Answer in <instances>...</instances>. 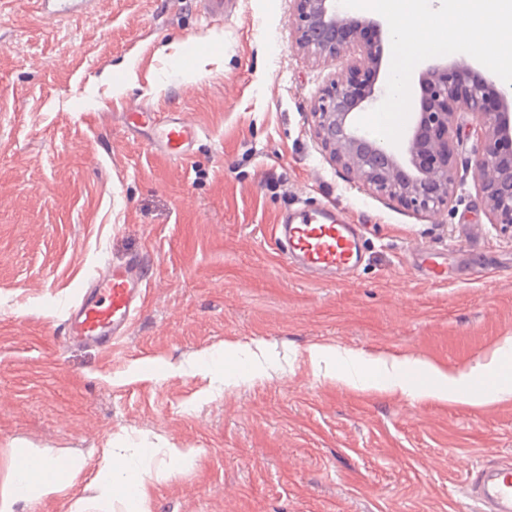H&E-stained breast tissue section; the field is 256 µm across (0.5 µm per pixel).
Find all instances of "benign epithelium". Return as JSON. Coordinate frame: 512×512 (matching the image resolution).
Returning <instances> with one entry per match:
<instances>
[{
    "mask_svg": "<svg viewBox=\"0 0 512 512\" xmlns=\"http://www.w3.org/2000/svg\"><path fill=\"white\" fill-rule=\"evenodd\" d=\"M296 44L317 60L349 65L346 80L322 89L312 116L321 144L348 173L376 192L418 212L436 214L455 194L452 140L456 115L470 114L481 146L471 160L474 179L490 223L512 229V93L499 91L472 63L428 66L419 86V110L399 145L380 143L365 133L356 114L376 105L385 85H377L384 56L381 39L356 44L375 19L360 20L337 0H291Z\"/></svg>",
    "mask_w": 512,
    "mask_h": 512,
    "instance_id": "7a95c632",
    "label": "benign epithelium"
}]
</instances>
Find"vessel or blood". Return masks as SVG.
Listing matches in <instances>:
<instances>
[{
	"label": "vessel or blood",
	"instance_id": "obj_1",
	"mask_svg": "<svg viewBox=\"0 0 512 512\" xmlns=\"http://www.w3.org/2000/svg\"><path fill=\"white\" fill-rule=\"evenodd\" d=\"M156 126V144L172 158L184 156L199 136L198 127L180 117ZM274 234L288 264L314 280H335L355 271L365 260L359 225L350 223L345 212L331 203L281 213ZM143 294L137 261L108 266L71 308V336L104 345L126 335ZM467 496L475 512H512V465L479 468L467 487Z\"/></svg>",
	"mask_w": 512,
	"mask_h": 512
}]
</instances>
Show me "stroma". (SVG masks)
I'll return each instance as SVG.
<instances>
[{
  "label": "stroma",
  "mask_w": 512,
  "mask_h": 512,
  "mask_svg": "<svg viewBox=\"0 0 512 512\" xmlns=\"http://www.w3.org/2000/svg\"><path fill=\"white\" fill-rule=\"evenodd\" d=\"M295 43L289 0H92L68 16L0 0V457L126 448L200 451L152 512H468L472 470L512 458V399L451 405L354 389L313 344L454 372L512 339V232L490 223L459 119L458 193L428 216L357 182L314 134L315 94L344 77ZM200 135L172 161L134 107ZM321 203L362 224L341 283L279 255V212ZM436 252L444 280L413 255ZM139 258L146 298L111 347L74 342L69 310L107 265ZM262 343L254 376L202 354Z\"/></svg>",
  "instance_id": "35a3bbf8"
}]
</instances>
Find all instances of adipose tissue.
<instances>
[{
  "label": "adipose tissue",
  "mask_w": 512,
  "mask_h": 512,
  "mask_svg": "<svg viewBox=\"0 0 512 512\" xmlns=\"http://www.w3.org/2000/svg\"><path fill=\"white\" fill-rule=\"evenodd\" d=\"M312 367L338 364L336 377L348 385L372 381L376 387L408 391L399 374L405 360L373 356L332 345L315 344L308 349ZM428 384L424 398L452 404L479 406L512 396V364L498 360L458 375L428 362L417 363ZM194 448H138L125 453L106 448L95 472H88L79 455L58 462L39 448L11 449L8 475L0 487V512H31L46 501L69 498L68 512H151L152 490L168 479L171 468H187L198 459Z\"/></svg>",
  "instance_id": "1"
}]
</instances>
